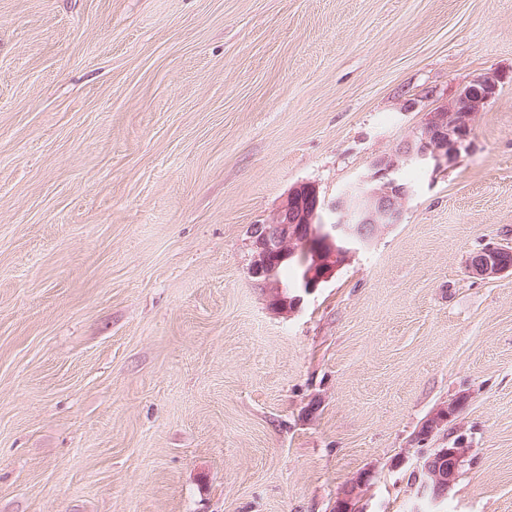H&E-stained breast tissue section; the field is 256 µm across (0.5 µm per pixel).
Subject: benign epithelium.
I'll return each mask as SVG.
<instances>
[{"instance_id":"benign-epithelium-1","label":"benign epithelium","mask_w":512,"mask_h":512,"mask_svg":"<svg viewBox=\"0 0 512 512\" xmlns=\"http://www.w3.org/2000/svg\"><path fill=\"white\" fill-rule=\"evenodd\" d=\"M497 90L496 76L486 73L437 102L424 114L421 125L395 149L373 160L354 194L322 200L316 184L295 185L266 224L250 236L251 274L270 311L289 317L302 301L301 296L288 293L276 276L282 259L302 255L308 267L302 290L311 293L331 281L341 266L402 223L405 203L411 196L404 172L409 168L445 169L454 165L469 147L476 118ZM325 213L329 216L327 221L323 218ZM506 250L500 243L484 244L479 255L469 258V273L483 279L512 273V263H502L497 258L498 253ZM465 404L466 401L454 396L439 406L427 419L430 433L448 427ZM471 452L461 438L451 448H440L428 458L421 457L426 478L419 485L417 496L441 500V489L456 481ZM369 486L368 473L359 474L336 497V512H360Z\"/></svg>"}]
</instances>
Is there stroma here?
Returning a JSON list of instances; mask_svg holds the SVG:
<instances>
[{
    "label": "stroma",
    "instance_id": "1",
    "mask_svg": "<svg viewBox=\"0 0 512 512\" xmlns=\"http://www.w3.org/2000/svg\"><path fill=\"white\" fill-rule=\"evenodd\" d=\"M487 71L468 152L272 314L250 227ZM488 240L512 244V0H0V512H335L364 471L363 512H512V275L467 268ZM466 402L467 399L462 400L460 402L459 396H454L448 399V402L443 403L441 406H439L435 411L431 413L430 417L427 419V425L426 422H424L421 425V428L417 432L415 439L424 440L425 437L429 435V429L431 435L441 431L443 428L448 427V422H450L451 419H453V416L449 415L448 412L452 411L454 416H456L462 411ZM427 426L429 427V429ZM453 445L452 448H439L433 456L428 458L421 457L419 464L425 465L426 478L418 488L417 496L420 499L439 501L448 491V487L456 481L460 468L465 465L472 450L464 438H460ZM446 485L448 486L441 492Z\"/></svg>",
    "mask_w": 512,
    "mask_h": 512
}]
</instances>
